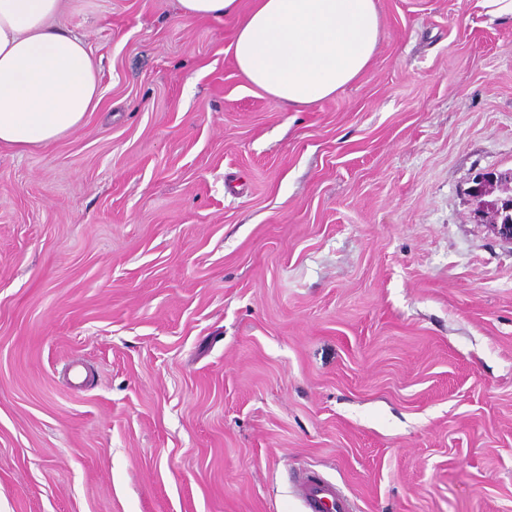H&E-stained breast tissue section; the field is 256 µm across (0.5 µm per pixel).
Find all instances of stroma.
<instances>
[{"label": "stroma", "instance_id": "35a3bbf8", "mask_svg": "<svg viewBox=\"0 0 512 512\" xmlns=\"http://www.w3.org/2000/svg\"><path fill=\"white\" fill-rule=\"evenodd\" d=\"M366 73L294 111L237 17L68 0L101 102L0 148V512H512V20L377 0ZM496 187L499 185L502 187H507L508 189H511L512 186V171H504V172H498V171H487L478 174L473 179V185L469 189L470 196L474 195H481L483 194L487 189L490 188V186ZM493 224H488L491 232L501 241L512 243V194L503 193L495 201ZM301 491L307 512H351L353 505L343 491L315 473L306 474Z\"/></svg>", "mask_w": 512, "mask_h": 512}]
</instances>
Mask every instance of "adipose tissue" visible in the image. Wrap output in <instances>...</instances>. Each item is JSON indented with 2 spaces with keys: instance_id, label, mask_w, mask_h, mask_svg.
Masks as SVG:
<instances>
[{
  "instance_id": "ef3b65f1",
  "label": "adipose tissue",
  "mask_w": 512,
  "mask_h": 512,
  "mask_svg": "<svg viewBox=\"0 0 512 512\" xmlns=\"http://www.w3.org/2000/svg\"><path fill=\"white\" fill-rule=\"evenodd\" d=\"M184 19L240 16L232 49L253 88L301 110L358 79L380 36L376 0H178ZM64 0H0V147L46 146L100 102L84 41L53 25Z\"/></svg>"
}]
</instances>
